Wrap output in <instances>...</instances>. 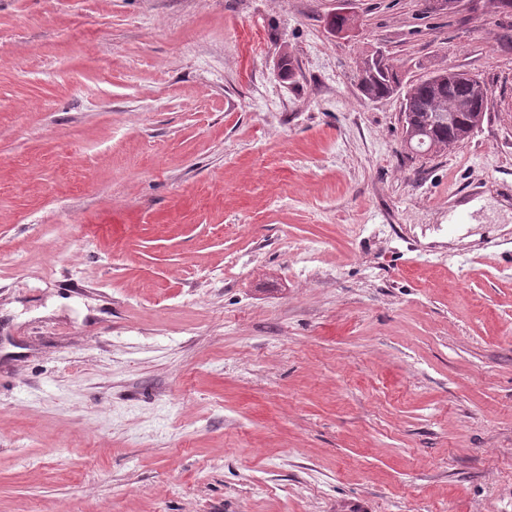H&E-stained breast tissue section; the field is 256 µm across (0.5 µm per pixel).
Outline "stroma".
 <instances>
[{"mask_svg": "<svg viewBox=\"0 0 512 512\" xmlns=\"http://www.w3.org/2000/svg\"><path fill=\"white\" fill-rule=\"evenodd\" d=\"M506 182L498 0H0V512H512ZM455 71L457 73L451 76L448 67L438 68L425 78L408 84L399 77L393 60L382 51H375L357 64L359 86L368 99L401 97L405 140L409 141L411 150L424 154L448 152L469 139L484 121L488 102L484 105V92L472 78L481 82L488 93L489 88L480 78ZM438 106L459 109L449 126L448 118L434 112ZM480 113L483 118L476 126L475 119Z\"/></svg>", "mask_w": 512, "mask_h": 512, "instance_id": "35a3bbf8", "label": "stroma"}]
</instances>
